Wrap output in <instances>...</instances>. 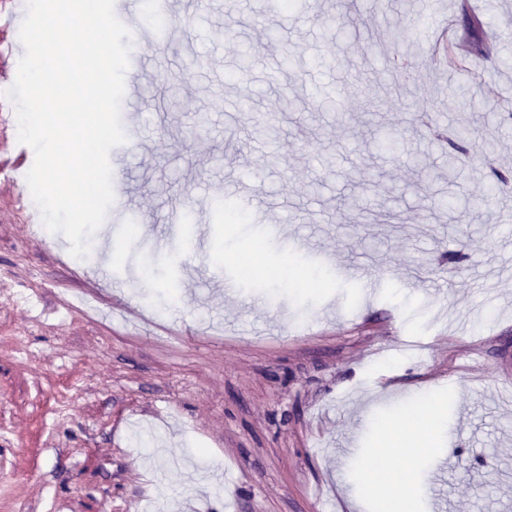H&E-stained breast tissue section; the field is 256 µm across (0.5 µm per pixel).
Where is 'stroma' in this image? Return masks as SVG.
Wrapping results in <instances>:
<instances>
[{
	"instance_id": "obj_1",
	"label": "stroma",
	"mask_w": 512,
	"mask_h": 512,
	"mask_svg": "<svg viewBox=\"0 0 512 512\" xmlns=\"http://www.w3.org/2000/svg\"><path fill=\"white\" fill-rule=\"evenodd\" d=\"M458 2L383 15L372 0H170L157 22L144 0H115L171 37L125 77L136 145L113 149L112 210L77 259L62 234L30 230L35 154L6 95L23 0H0V512H376L380 489L352 506L340 475L369 459L345 451L375 447L430 384L450 424L413 459L438 474L418 512H512V0H469L497 50L445 70L433 44L442 25L465 34ZM291 53L303 64L288 70ZM192 57L207 67L182 79ZM339 86L350 103H332ZM462 92L465 107L440 110ZM228 100L248 105L238 121ZM461 124L476 139L440 150L436 133ZM386 132L399 150H377ZM448 195L482 204L430 212ZM220 202L248 222L209 219L170 248L176 205ZM253 243L272 261L294 252L324 288L225 293L240 270L214 254ZM408 339L421 354L391 358Z\"/></svg>"
}]
</instances>
